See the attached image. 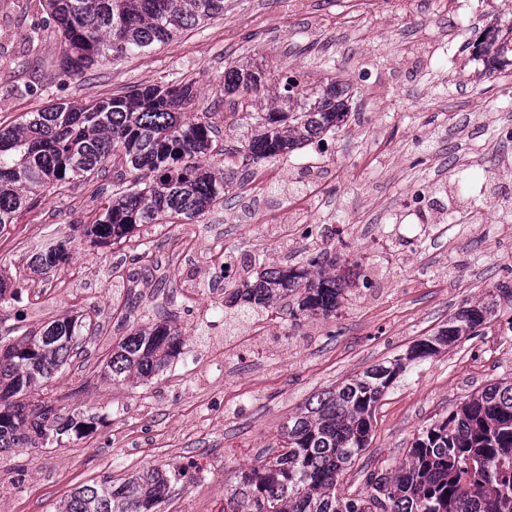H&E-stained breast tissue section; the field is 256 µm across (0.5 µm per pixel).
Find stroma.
<instances>
[{"mask_svg":"<svg viewBox=\"0 0 512 512\" xmlns=\"http://www.w3.org/2000/svg\"><path fill=\"white\" fill-rule=\"evenodd\" d=\"M353 17L351 0H224L221 16L169 43L65 77L54 30L33 33L42 0H0V125L37 108L150 85L195 81L191 116L215 127L210 154L231 190L190 224H141L94 246L82 235L107 206L111 177L51 189L0 233V267L20 278V301L0 306L14 335L66 315L91 318L84 352L56 374L45 401L94 417L85 436L53 449L0 452V512H56L70 493L144 467L184 470L160 512H224L236 469L278 454L280 428L311 396L406 355L460 308L495 305L478 335L411 362L377 403L371 442L342 477L352 494L368 473L398 467L413 438L464 396L512 378V67L483 72L467 47L476 29L448 20V0H379ZM236 64L335 76L349 112L324 145L256 161L224 70ZM334 161L320 181V158ZM494 206L479 231L473 196ZM306 206L320 234L286 229ZM450 217L445 235L432 218ZM67 242L70 258L27 278L31 256ZM336 258L345 298L335 315L294 322L272 309L238 321L231 297L248 275L302 270L320 250ZM187 339L151 382L103 380L104 360L131 329L159 316ZM248 337L238 345L239 337Z\"/></svg>","mask_w":512,"mask_h":512,"instance_id":"35a3bbf8","label":"stroma"}]
</instances>
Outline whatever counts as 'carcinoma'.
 Returning a JSON list of instances; mask_svg holds the SVG:
<instances>
[{"mask_svg":"<svg viewBox=\"0 0 512 512\" xmlns=\"http://www.w3.org/2000/svg\"><path fill=\"white\" fill-rule=\"evenodd\" d=\"M46 16L63 44L59 68L78 75L109 58L166 44L198 23L224 13V0H44ZM491 67L508 61L512 26L476 45ZM195 82L147 85L99 101L44 106L0 129V231L22 208L43 203L44 189L104 170L120 153L141 172L132 190L112 201L83 236L94 243L121 240L138 224L191 221L224 199V172L208 165L210 125L186 117ZM267 88L264 100L241 101L254 159L296 151L336 131L346 106L337 82L312 86L291 78L268 83L247 65L224 70V93L244 96ZM68 256L64 243L36 254L30 272L43 275ZM336 258L319 253L298 276L270 270L246 289L258 313L288 296L294 320L306 312L330 316L343 288L328 269ZM495 315L490 304L457 312L415 343L406 359L373 365L313 396L281 427L285 445L271 460L240 471L224 488L228 512H512V380L503 378L457 403L448 417L414 437L407 462L370 474L367 494L345 495L340 478L370 443L375 404L406 363L441 352L472 336ZM83 318L57 319L7 345L0 359V449L42 448L88 427L79 413L34 402L56 372L85 345ZM185 338L161 321L133 329L112 348L104 376L112 383L147 380L181 353ZM176 472L149 468L115 481L75 489L59 512H158Z\"/></svg>","mask_w":512,"mask_h":512,"instance_id":"carcinoma-1","label":"carcinoma"}]
</instances>
